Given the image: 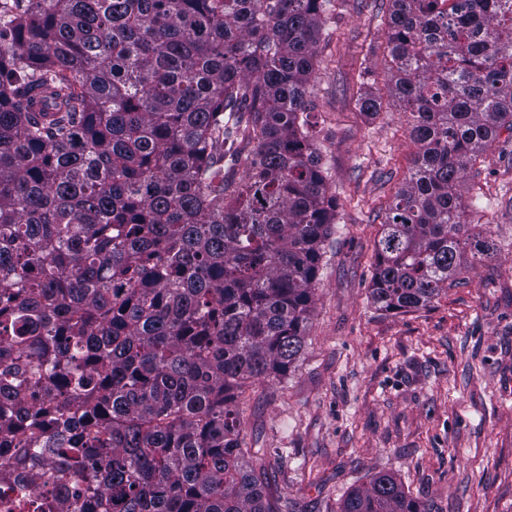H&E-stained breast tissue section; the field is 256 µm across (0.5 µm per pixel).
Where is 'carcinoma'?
Instances as JSON below:
<instances>
[{"label":"carcinoma","instance_id":"1","mask_svg":"<svg viewBox=\"0 0 512 512\" xmlns=\"http://www.w3.org/2000/svg\"><path fill=\"white\" fill-rule=\"evenodd\" d=\"M413 172L370 296L427 307L494 243L454 192L512 132V0H390ZM333 0L0 6V474L73 512H279L232 404L305 346L336 197L306 87ZM244 169L237 180L234 169ZM340 512H431L385 471Z\"/></svg>","mask_w":512,"mask_h":512}]
</instances>
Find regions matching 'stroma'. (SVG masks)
I'll return each instance as SVG.
<instances>
[{
    "mask_svg": "<svg viewBox=\"0 0 512 512\" xmlns=\"http://www.w3.org/2000/svg\"><path fill=\"white\" fill-rule=\"evenodd\" d=\"M390 7L334 0L326 18L306 98L337 224L301 357L238 399L241 444L284 512H338L377 471L432 512H512V138L500 133L457 187L495 256L426 308L378 309L375 244L416 151L386 78ZM369 93L378 113L360 108Z\"/></svg>",
    "mask_w": 512,
    "mask_h": 512,
    "instance_id": "35a3bbf8",
    "label": "stroma"
}]
</instances>
